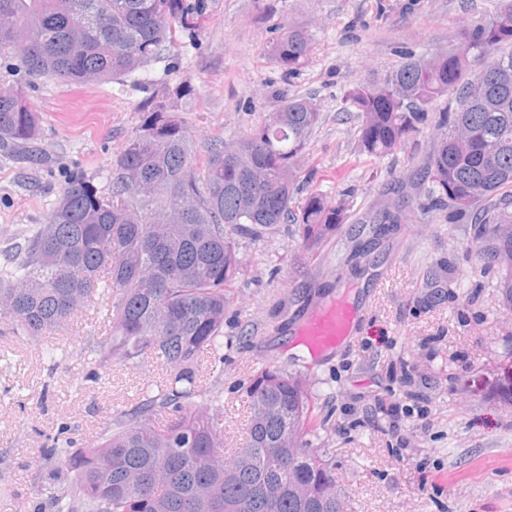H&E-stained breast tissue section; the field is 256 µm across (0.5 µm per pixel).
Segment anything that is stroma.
<instances>
[{"instance_id": "stroma-1", "label": "stroma", "mask_w": 512, "mask_h": 512, "mask_svg": "<svg viewBox=\"0 0 512 512\" xmlns=\"http://www.w3.org/2000/svg\"><path fill=\"white\" fill-rule=\"evenodd\" d=\"M498 0H209L199 27L140 70L76 86L38 80L28 103L39 117L51 170L22 169L0 154V250L45 223L71 173L111 194L114 157L143 121L151 93L189 87L179 117L204 160L212 145L243 137L280 105L281 94L311 98L321 120L300 164L309 189L344 197L350 220L317 253L301 248L294 225L263 238H236L241 269L224 318V444L245 436V388L276 366L305 380L348 512H512V309L499 276L470 249L471 230L444 212H411L400 230L370 246V217L392 179H406L436 137L426 126L391 155H355L359 122L343 97L407 54L448 47ZM305 27L312 55L284 76L267 45L284 22ZM366 253L352 256L357 243ZM447 263L448 280L428 287ZM344 300L363 318L347 343L315 357L301 345L302 319ZM104 307L67 331L32 341L0 323V512H30L34 483L54 474L41 450L59 427L75 439L159 381L148 359L114 365L86 382L84 336L104 333ZM58 346L55 361L42 351Z\"/></svg>"}]
</instances>
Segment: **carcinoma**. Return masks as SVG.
<instances>
[{"label":"carcinoma","mask_w":512,"mask_h":512,"mask_svg":"<svg viewBox=\"0 0 512 512\" xmlns=\"http://www.w3.org/2000/svg\"><path fill=\"white\" fill-rule=\"evenodd\" d=\"M208 0H0V55L20 57V83L0 90V151L23 168L50 169L25 87L43 78L87 84L132 73L195 28ZM308 31L280 26L269 54L286 74L303 67ZM189 90L146 102L140 129L112 161V197L73 174L46 223L0 264V322L38 338L64 330L107 300L106 336L83 348L89 377L151 356L169 369L130 409L78 443L66 428L44 465L67 471L43 484L32 512H345L327 459L311 439L304 381L266 367L246 389L243 446L224 454V404L203 378L224 372V314L241 261L234 237L295 224L319 248L347 223L348 203L311 191L294 201L297 167L320 121L308 98L283 96L246 137L208 151L204 165L175 115ZM440 98L446 112L432 114ZM357 153L381 158L428 124L425 160L386 189L373 223L385 236L405 211H448L473 225L476 254L500 274L512 309V0L430 56L410 55L353 86ZM209 355L213 362L204 360ZM210 395L205 408L195 399Z\"/></svg>","instance_id":"cac0c4a2"}]
</instances>
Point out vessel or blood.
<instances>
[{"label":"vessel or blood","mask_w":512,"mask_h":512,"mask_svg":"<svg viewBox=\"0 0 512 512\" xmlns=\"http://www.w3.org/2000/svg\"><path fill=\"white\" fill-rule=\"evenodd\" d=\"M359 319L358 310L339 303L320 309L301 328L299 336L312 355H319L347 341Z\"/></svg>","instance_id":"1"}]
</instances>
